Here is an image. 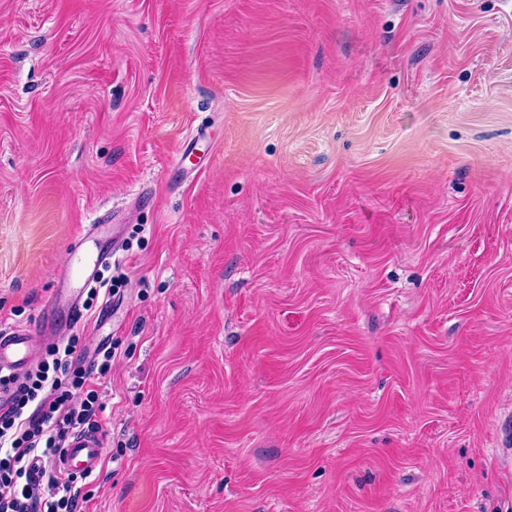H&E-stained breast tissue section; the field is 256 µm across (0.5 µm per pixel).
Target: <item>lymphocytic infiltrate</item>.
<instances>
[{
	"label": "lymphocytic infiltrate",
	"instance_id": "1",
	"mask_svg": "<svg viewBox=\"0 0 512 512\" xmlns=\"http://www.w3.org/2000/svg\"><path fill=\"white\" fill-rule=\"evenodd\" d=\"M87 339L72 335L48 348L22 379L0 376L14 405L0 416V512H82L77 476L55 466L68 436L99 430V386L112 369V347L99 344L90 364Z\"/></svg>",
	"mask_w": 512,
	"mask_h": 512
}]
</instances>
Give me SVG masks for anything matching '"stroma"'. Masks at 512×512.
Instances as JSON below:
<instances>
[{"mask_svg": "<svg viewBox=\"0 0 512 512\" xmlns=\"http://www.w3.org/2000/svg\"><path fill=\"white\" fill-rule=\"evenodd\" d=\"M106 210L86 512H512V0H0V326Z\"/></svg>", "mask_w": 512, "mask_h": 512, "instance_id": "stroma-1", "label": "stroma"}]
</instances>
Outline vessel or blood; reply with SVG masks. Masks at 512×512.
Instances as JSON below:
<instances>
[{"instance_id":"vessel-or-blood-1","label":"vessel or blood","mask_w":512,"mask_h":512,"mask_svg":"<svg viewBox=\"0 0 512 512\" xmlns=\"http://www.w3.org/2000/svg\"><path fill=\"white\" fill-rule=\"evenodd\" d=\"M123 234V225L112 223L107 216L83 230L68 265L58 277L51 305L42 313L37 326L0 328V372L19 377L28 370L35 360L37 346L53 338L55 313H65L71 323H79L83 316L82 296L118 251ZM55 464L68 473L94 475L102 467L98 436L89 431L71 434Z\"/></svg>"}]
</instances>
